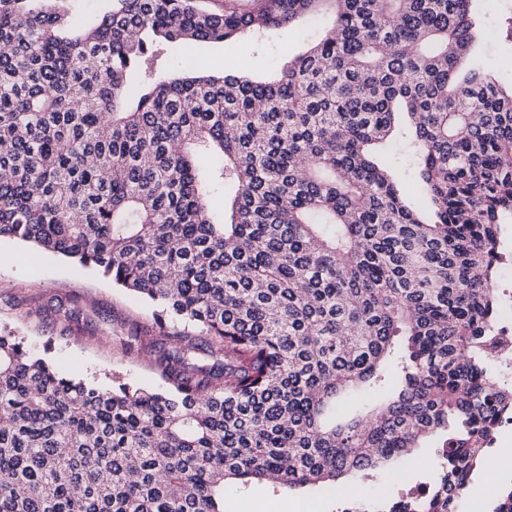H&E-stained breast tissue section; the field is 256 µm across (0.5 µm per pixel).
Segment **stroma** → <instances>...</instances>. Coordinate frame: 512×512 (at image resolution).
Masks as SVG:
<instances>
[{
	"label": "stroma",
	"mask_w": 512,
	"mask_h": 512,
	"mask_svg": "<svg viewBox=\"0 0 512 512\" xmlns=\"http://www.w3.org/2000/svg\"><path fill=\"white\" fill-rule=\"evenodd\" d=\"M479 5L484 35L472 54L491 65L500 85L510 86L512 0H480ZM319 33L320 24L313 19L298 23L289 33L269 34L258 44L199 43L195 53L212 71L245 73L264 80L274 77L288 58L301 53ZM58 304L78 305L83 313L93 314V325L66 327L63 318L51 311ZM40 306L47 307V314L31 316V309ZM127 323L139 324L150 336L158 333L150 305L113 287L97 273L25 242L0 241V328L24 337L35 350H48L61 372L98 385L111 384L116 374L144 386L158 385L160 378L149 362L123 356L108 346V339ZM224 495L236 501L230 512H301L299 504L304 500L317 503L319 512H334L337 493L311 487L276 494L269 486L255 483L246 496H239L230 484Z\"/></svg>",
	"instance_id": "stroma-1"
}]
</instances>
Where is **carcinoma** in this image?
I'll return each mask as SVG.
<instances>
[{
	"label": "carcinoma",
	"mask_w": 512,
	"mask_h": 512,
	"mask_svg": "<svg viewBox=\"0 0 512 512\" xmlns=\"http://www.w3.org/2000/svg\"><path fill=\"white\" fill-rule=\"evenodd\" d=\"M70 2L0 0V239L148 301L159 336L121 349L161 383L93 385L1 330L0 512H225L229 480L334 488L432 438L448 466L390 512H457L512 417L485 344L512 88L460 74L473 0ZM310 15L330 27L274 81L191 55ZM397 140L424 212L378 160Z\"/></svg>",
	"instance_id": "carcinoma-1"
}]
</instances>
